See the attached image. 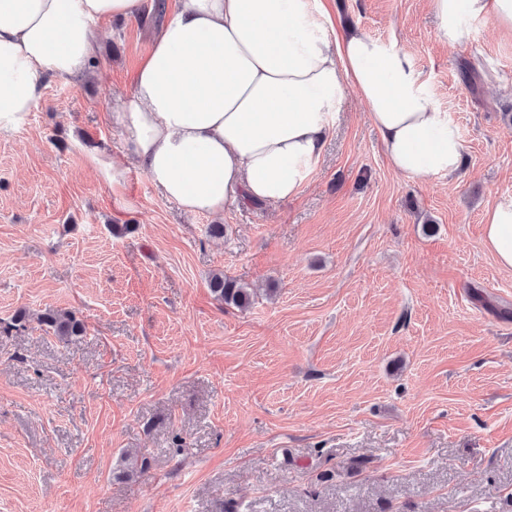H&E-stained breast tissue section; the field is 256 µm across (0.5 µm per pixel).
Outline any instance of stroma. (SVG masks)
<instances>
[{"label":"stroma","mask_w":512,"mask_h":512,"mask_svg":"<svg viewBox=\"0 0 512 512\" xmlns=\"http://www.w3.org/2000/svg\"><path fill=\"white\" fill-rule=\"evenodd\" d=\"M328 4L411 54L456 175L392 170L352 92L297 197L190 214L133 168L116 203L89 155L123 156L153 10L103 22L93 74L0 137V512H512V271L483 223L512 202V33L450 46L424 0ZM209 286L224 305L244 308L251 302L252 294L248 288L225 278L224 273L212 275ZM40 321L61 342L83 336L86 330L83 321L69 311L49 309L41 315Z\"/></svg>","instance_id":"1"}]
</instances>
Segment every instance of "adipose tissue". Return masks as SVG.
<instances>
[{
  "instance_id": "adipose-tissue-1",
  "label": "adipose tissue",
  "mask_w": 512,
  "mask_h": 512,
  "mask_svg": "<svg viewBox=\"0 0 512 512\" xmlns=\"http://www.w3.org/2000/svg\"><path fill=\"white\" fill-rule=\"evenodd\" d=\"M441 41L487 18L512 31V0H426ZM144 0H0V136L24 129L49 78H84L97 28ZM364 100L386 159L414 180L454 175L463 143L411 56L362 30H335L325 0H174L116 121L125 158L100 164L115 199L130 166L191 213L298 195L318 167L348 88ZM485 245L512 270V203L484 214Z\"/></svg>"
}]
</instances>
